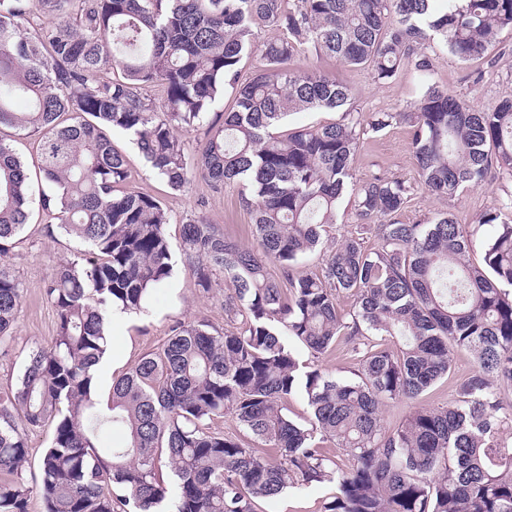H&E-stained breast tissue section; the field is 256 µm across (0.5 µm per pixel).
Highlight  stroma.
Wrapping results in <instances>:
<instances>
[{
	"instance_id": "stroma-1",
	"label": "stroma",
	"mask_w": 512,
	"mask_h": 512,
	"mask_svg": "<svg viewBox=\"0 0 512 512\" xmlns=\"http://www.w3.org/2000/svg\"><path fill=\"white\" fill-rule=\"evenodd\" d=\"M501 42L506 50L498 54L491 65L462 63L449 54L443 45L435 42L424 44L420 51L429 56L432 62V70L426 78L421 77L410 59L402 64L394 77L380 82L375 81L370 71L342 66L326 56L316 58L305 54L292 61L296 68L315 65L321 72L351 86V107L361 115L396 113V120L383 131L364 135L352 162L355 181L360 182L378 174L411 184L413 191L399 215L400 221L423 224L435 213L453 214L458 223L465 225L471 233L469 259L475 264L481 263L486 245L494 233L492 226L479 225L478 218L512 194V175L503 170H492L485 185L472 187L456 199L430 194L419 184L411 147V128L401 120L400 115L419 98L423 83L427 80L448 88L476 109L512 97V32H503ZM112 142L126 157L131 172L130 188L150 192L169 210L171 222L166 227V233L171 243H178L181 222L192 217L218 225L226 238L237 241L241 246L253 247V219L240 202V186L231 184L217 187L197 174L184 190H171L164 180L148 169L136 146L125 135L113 133ZM80 249L76 240L60 233L56 225L47 223L42 214L36 212L21 232L19 242L0 257V263L10 269L23 287L13 333L0 344V392L16 384L33 348L50 345L55 334V313L46 296V281L55 266L74 259ZM172 261L171 285L156 292L147 313L133 319H114L109 354L114 359L115 367L99 376L98 392L101 398H108L114 374L128 371L143 355L161 346L175 322L204 321L219 330L228 327L229 322L224 314V295L229 291L228 286L202 291L197 288L180 256H173ZM294 350L300 361L318 365L340 378H353L358 370V361L351 352V346L342 338L316 357L299 343L295 344ZM473 370L470 355L457 354L451 374L430 391L414 401L401 400L388 404L382 413L385 423L391 427L397 426L417 405L447 404L457 385L467 379ZM54 430L55 423L50 420L29 431L27 461L21 470L9 476L11 482L29 489L28 512L45 510L37 485L42 457ZM332 493L333 488L329 485L293 488L276 499L257 501L255 509L256 512H323V506Z\"/></svg>"
}]
</instances>
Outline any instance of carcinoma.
Here are the masks:
<instances>
[{
	"mask_svg": "<svg viewBox=\"0 0 512 512\" xmlns=\"http://www.w3.org/2000/svg\"><path fill=\"white\" fill-rule=\"evenodd\" d=\"M256 20L278 37L258 40ZM506 29L512 0H0V127L36 138L54 186L33 198L24 163L0 139V256L35 204L84 246L46 285L53 344L33 349L0 397V472L24 465L28 431L51 418L39 484L46 512L165 503L168 512H255L257 499L326 483L336 492L324 512H512V400L501 394L512 386V197L480 216L496 233L474 264L470 234L450 214L396 219L411 185L380 175L352 182L363 136L399 116L430 193L460 197L494 167L512 173V97L479 110L428 83L410 111L367 119L350 108L349 85L290 67L311 52L386 80L413 45L435 39L460 61L488 62ZM245 59L258 62L246 79ZM226 95L232 108L210 118ZM312 110L341 117L275 131ZM199 128L207 137L192 162L183 136ZM114 131L174 191L196 171L215 185L243 184L256 246L199 219L181 225L197 286L207 292L222 278L233 287L230 326L176 323L159 351L112 381L103 405L93 367L107 351L112 309L145 311L173 272L169 213L123 189L130 173ZM347 191L356 230L326 248L324 228ZM314 256L321 274L295 272ZM341 294L354 298L348 318ZM22 295L0 266V343ZM340 337L359 361L353 379L301 365L288 343L315 355ZM458 351L474 371L453 400L387 427L382 407L433 388ZM297 391L311 409L307 425L283 412ZM226 412L276 456L207 427ZM110 430L124 439L99 447ZM326 441L345 462L326 455ZM163 466L174 485L160 478ZM29 493L0 482V512H27Z\"/></svg>",
	"mask_w": 512,
	"mask_h": 512,
	"instance_id": "carcinoma-1",
	"label": "carcinoma"
}]
</instances>
